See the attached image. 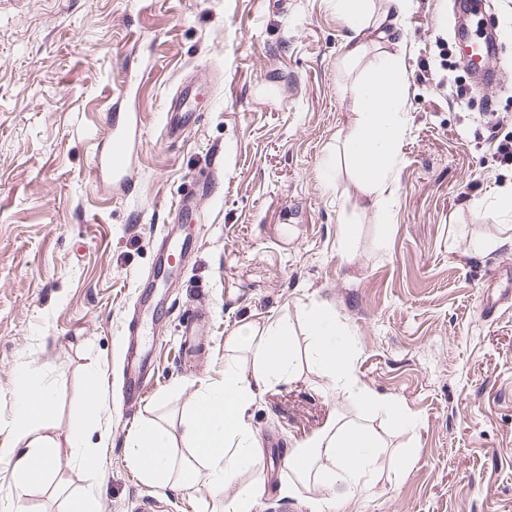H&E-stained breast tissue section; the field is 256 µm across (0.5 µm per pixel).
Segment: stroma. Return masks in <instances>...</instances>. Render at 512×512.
Wrapping results in <instances>:
<instances>
[{
    "mask_svg": "<svg viewBox=\"0 0 512 512\" xmlns=\"http://www.w3.org/2000/svg\"><path fill=\"white\" fill-rule=\"evenodd\" d=\"M455 0H412L388 19L408 69L407 133L389 223L360 210L344 154L362 68L379 49L367 28L359 66L343 64L347 25L336 0H0V512H62L63 495L10 492L14 376L30 371L57 407V482L81 491L66 446L93 368L105 373L102 428L89 436L101 512H221L207 492L143 483L127 431L178 418L224 376V340L246 322L277 324L297 353L292 380L250 409L265 457L256 512H512V297L483 299L512 247L498 236V196L512 190V0H482L499 36L500 86L465 80ZM205 84L196 121L165 132V108ZM136 117L130 181L90 169L111 115ZM331 178H324V171ZM201 200L197 223L175 207ZM193 241L167 285L149 336V385L124 398L133 307L161 238ZM325 306L360 382L417 419L394 433L374 488L343 506L297 484L283 461L332 412L355 415L309 355L307 315ZM201 318L185 341L187 312ZM276 437L278 447L267 445Z\"/></svg>",
    "mask_w": 512,
    "mask_h": 512,
    "instance_id": "obj_1",
    "label": "stroma"
}]
</instances>
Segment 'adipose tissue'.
Here are the masks:
<instances>
[{
    "label": "adipose tissue",
    "mask_w": 512,
    "mask_h": 512,
    "mask_svg": "<svg viewBox=\"0 0 512 512\" xmlns=\"http://www.w3.org/2000/svg\"><path fill=\"white\" fill-rule=\"evenodd\" d=\"M340 9L352 31L345 58L353 62L365 50L359 37L369 25L370 0H342ZM406 81L402 55L387 49L363 76L356 101V130L347 144L358 190L383 220L389 215L394 153L406 127ZM333 322L329 310L311 314L318 364L323 377L360 413L337 415L312 438L289 450L287 464L293 478L283 487L288 495L294 494L300 481L335 487L345 495L367 487L387 443L363 420V413L384 412L396 431L416 426L414 416L404 407L359 383L344 354L331 342ZM224 345L223 380L203 385L193 408L179 420L187 453L179 452L170 430L159 424L138 426L127 433L124 446L129 462L146 484L191 490L201 484L212 496L223 498L224 512H254L260 488L244 475L261 468L263 452L247 414L269 385L294 377V356L288 336L271 323H245ZM15 381L19 388L12 438L22 451L13 463V489L21 495L54 484L58 446L50 433L56 414L48 390L33 385L23 370ZM103 398L100 388L88 395L90 409L83 412L80 425L68 437L72 455L84 463L83 479L89 490L69 494L64 512H100L98 499L90 493L99 472L89 456L86 436L103 421Z\"/></svg>",
    "instance_id": "1"
}]
</instances>
